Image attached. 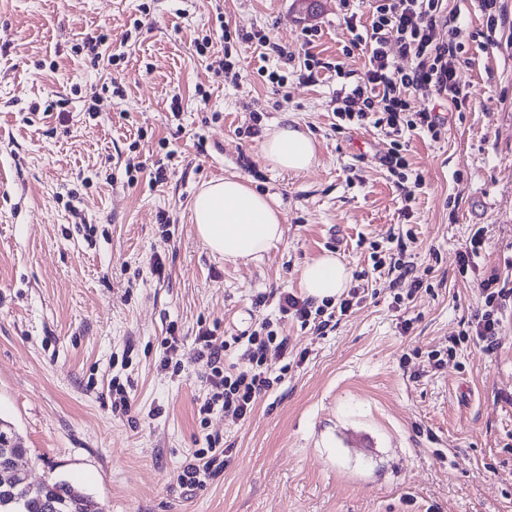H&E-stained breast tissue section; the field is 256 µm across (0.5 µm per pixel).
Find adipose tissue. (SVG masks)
<instances>
[{"mask_svg": "<svg viewBox=\"0 0 512 512\" xmlns=\"http://www.w3.org/2000/svg\"><path fill=\"white\" fill-rule=\"evenodd\" d=\"M263 157L273 168L300 173L314 164L315 144L299 124L286 123L267 131ZM191 212L201 240L227 259L262 254L283 234L275 199L235 175L208 182L195 196ZM349 279L347 267L331 255L308 263L301 272L306 296L317 302L339 297Z\"/></svg>", "mask_w": 512, "mask_h": 512, "instance_id": "adipose-tissue-1", "label": "adipose tissue"}]
</instances>
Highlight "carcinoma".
<instances>
[{"label": "carcinoma", "mask_w": 512, "mask_h": 512, "mask_svg": "<svg viewBox=\"0 0 512 512\" xmlns=\"http://www.w3.org/2000/svg\"><path fill=\"white\" fill-rule=\"evenodd\" d=\"M27 453L12 423L0 419V470L13 467ZM0 512H102V507L67 482L47 480L34 485L16 478L0 485Z\"/></svg>", "instance_id": "cac0c4a2"}]
</instances>
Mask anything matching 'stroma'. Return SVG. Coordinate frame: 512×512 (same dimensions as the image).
<instances>
[{
  "instance_id": "stroma-1",
  "label": "stroma",
  "mask_w": 512,
  "mask_h": 512,
  "mask_svg": "<svg viewBox=\"0 0 512 512\" xmlns=\"http://www.w3.org/2000/svg\"><path fill=\"white\" fill-rule=\"evenodd\" d=\"M447 4L472 106H444L440 139L411 137L423 184L408 204L382 136L334 129L341 79L304 82L277 55L258 58L262 34L362 70L363 55L342 54L340 0H0V418L30 450L31 483L70 482L104 512H512V312L494 353L431 357L512 255V0H498L509 22L490 38L480 0ZM99 33L117 65L75 53ZM224 58L235 82L214 75ZM291 120L316 145L299 175L262 158L266 130ZM231 174L282 212V239L257 258L213 255L192 222L202 185ZM479 227L477 266L460 273ZM376 248L405 250L429 289L395 302L390 276L372 271ZM327 253L357 298L323 334L281 317L279 298L303 295V267ZM266 319L308 359L269 354L279 382L251 416L200 428L199 327L222 341ZM171 331L177 375L160 365ZM116 378L131 386L125 414L112 410ZM209 432L224 438V470L183 489ZM484 242V228H477L471 235L469 244H465L464 250L459 252L460 270L464 271L476 265L475 260L480 256Z\"/></svg>"
}]
</instances>
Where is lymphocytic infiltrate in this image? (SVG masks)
Wrapping results in <instances>:
<instances>
[{"label": "lymphocytic infiltrate", "instance_id": "f902f5d3", "mask_svg": "<svg viewBox=\"0 0 512 512\" xmlns=\"http://www.w3.org/2000/svg\"><path fill=\"white\" fill-rule=\"evenodd\" d=\"M343 23L351 39L345 46V56L361 51L365 57L363 70L355 86L337 93L332 99V112L338 129L351 126H372L385 138L388 150L383 162L397 187L403 188L406 199H413L407 189L406 158L412 135L429 134L439 139L445 119L435 109H420L416 97L425 92L455 110L465 109L469 93L462 81L468 65L461 29L456 18L447 11L446 0H373L369 24L352 7V0H341ZM410 59V68L395 66L394 56ZM505 273H492L479 283L483 304L473 315L468 327L452 338L449 356L465 342L477 344L487 354L497 347V336L508 304L512 303V259L504 262ZM353 306L344 298L338 304L301 299L285 294L280 310L301 325H314L323 331L330 327L336 315L347 314ZM202 363V377L208 393L199 409V424L207 426L209 415L216 410L236 420L252 414L258 397L268 392L275 380L267 367V355L276 352L286 355L288 339L274 329L272 321H262L256 328L243 331L234 339L243 347L251 367L233 373L224 365V345L216 343L210 330L197 334ZM224 468V439L206 435L205 445L197 449L183 467L177 480L184 488L203 487Z\"/></svg>", "mask_w": 512, "mask_h": 512}]
</instances>
